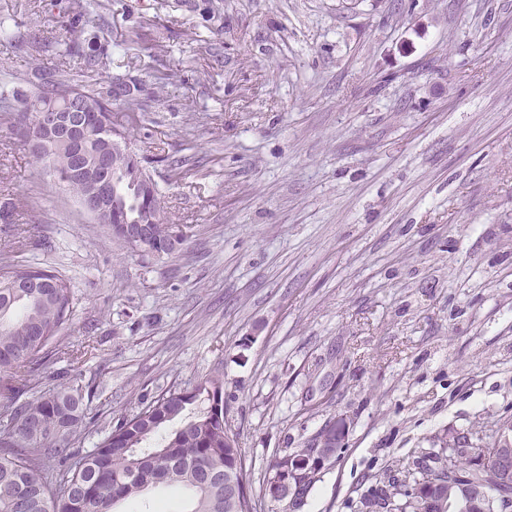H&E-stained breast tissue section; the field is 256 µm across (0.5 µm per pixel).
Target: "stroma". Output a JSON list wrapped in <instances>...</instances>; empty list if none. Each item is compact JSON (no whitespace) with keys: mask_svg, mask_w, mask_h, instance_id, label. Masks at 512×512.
Listing matches in <instances>:
<instances>
[{"mask_svg":"<svg viewBox=\"0 0 512 512\" xmlns=\"http://www.w3.org/2000/svg\"><path fill=\"white\" fill-rule=\"evenodd\" d=\"M105 2V72L172 77L134 136L190 230L133 251L0 128V254L18 225L22 259L73 285L64 346L93 348L73 453L218 376L263 512L275 457L328 425L299 512H358L420 452L512 421V0ZM0 16L60 37L46 0Z\"/></svg>","mask_w":512,"mask_h":512,"instance_id":"stroma-1","label":"stroma"}]
</instances>
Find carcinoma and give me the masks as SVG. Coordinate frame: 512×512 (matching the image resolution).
<instances>
[{
    "label": "carcinoma",
    "mask_w": 512,
    "mask_h": 512,
    "mask_svg": "<svg viewBox=\"0 0 512 512\" xmlns=\"http://www.w3.org/2000/svg\"><path fill=\"white\" fill-rule=\"evenodd\" d=\"M64 18L63 42L17 34L0 19V38L10 40L29 60L21 77L0 79V127L10 128L18 106L35 121L38 113L60 109L67 96L88 103V135L80 143L46 140L30 147L34 164L54 174L76 201L104 181L112 209L125 224H145L153 241L149 254L172 255V233L182 229L161 206L156 183L145 191L144 158L131 160L121 149L133 146L128 117L144 107L142 82L104 77L88 85L87 72L106 68L109 34L105 27L87 36L81 25L89 8L103 3L50 0ZM59 59L54 68L41 57ZM121 102L120 109L112 108ZM70 283L61 274L35 263L10 259L0 263V400L13 405L0 418V512H120L131 501H144L164 487L183 497L184 512H258L261 503L248 491L244 455L237 436L224 420V381L199 380L189 388L170 389L122 420L83 457L68 461V448L81 434L88 406L81 387L69 382L44 389L41 378L63 355L59 332L71 319ZM311 439L292 453L276 457L266 484L281 479L282 461L299 464L288 495L294 512L316 481ZM450 456L428 452L413 469L372 485L360 498V512H441L440 501H459L463 487L479 485L489 496L512 497L499 451L457 438ZM234 473L237 495L224 493V480L206 482L207 472Z\"/></svg>",
    "instance_id": "obj_1"
}]
</instances>
